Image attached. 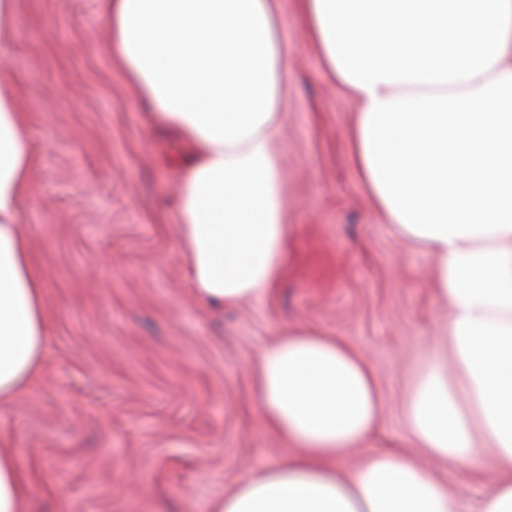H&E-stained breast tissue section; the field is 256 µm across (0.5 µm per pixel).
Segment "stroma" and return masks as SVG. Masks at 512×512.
<instances>
[{"mask_svg":"<svg viewBox=\"0 0 512 512\" xmlns=\"http://www.w3.org/2000/svg\"><path fill=\"white\" fill-rule=\"evenodd\" d=\"M283 220L279 279L234 306L186 287L176 235L179 152L112 61L103 0H16L6 72L37 157L22 222L45 274L52 336L30 389L0 405V448L29 477L28 512H210L283 445L253 403L262 345L299 327L339 339L383 400L362 449L416 448L404 399L444 308L435 258L398 237L357 172L358 102L280 0ZM434 473L468 512L487 491L465 467Z\"/></svg>","mask_w":512,"mask_h":512,"instance_id":"1","label":"stroma"}]
</instances>
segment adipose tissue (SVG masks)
Instances as JSON below:
<instances>
[{"label": "adipose tissue", "instance_id": "adipose-tissue-1", "mask_svg": "<svg viewBox=\"0 0 512 512\" xmlns=\"http://www.w3.org/2000/svg\"><path fill=\"white\" fill-rule=\"evenodd\" d=\"M308 39L360 109L349 133L373 207L437 259L446 314L406 403L431 462L488 475L479 512H512V0H299ZM112 57L153 124L181 145L177 231L189 288L234 305L269 293L290 229L281 215L277 0H105ZM36 157L0 79V404L49 345L45 278L20 214ZM255 405L285 445L212 512H459L428 465L359 448L382 409L374 372L307 329L265 344ZM0 448V512H28Z\"/></svg>", "mask_w": 512, "mask_h": 512}]
</instances>
